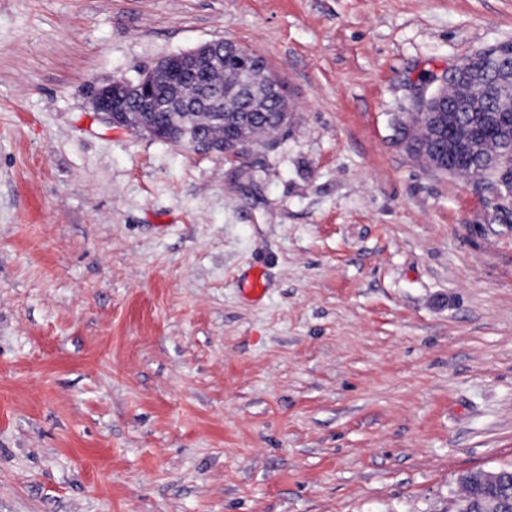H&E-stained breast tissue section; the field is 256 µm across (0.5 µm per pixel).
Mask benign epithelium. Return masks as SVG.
Instances as JSON below:
<instances>
[{
    "mask_svg": "<svg viewBox=\"0 0 512 512\" xmlns=\"http://www.w3.org/2000/svg\"><path fill=\"white\" fill-rule=\"evenodd\" d=\"M225 57L241 62L238 71L240 87L251 85L257 74L264 79L271 100L278 104L281 128H288L291 106L279 79L261 56L224 40L205 42L190 51L170 55L136 81L112 79L95 88L91 98L92 108L112 126L140 133L149 132L152 130V113L157 105L155 91L158 76L175 74L187 78ZM491 73L495 75L500 89L498 98L493 101L479 94ZM450 87L465 91L454 104L448 103ZM425 103L428 109L423 129L427 138L419 140V147L427 165L439 166L441 157L431 152L430 140L445 134L448 138L449 157L461 160L481 158L479 165L471 167L470 178L476 181L484 179L489 167L505 165L512 168V159L502 153H483L482 140L473 124L465 117L469 112H485L495 127L512 131V42H500L463 58L440 78V84ZM233 121L238 127V135L219 151L208 147V140L200 130L177 126L171 131V136L196 153L215 154L229 161H237L245 158L252 146L249 137L252 112L247 108L237 113Z\"/></svg>",
    "mask_w": 512,
    "mask_h": 512,
    "instance_id": "benign-epithelium-1",
    "label": "benign epithelium"
}]
</instances>
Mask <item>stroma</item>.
Returning a JSON list of instances; mask_svg holds the SVG:
<instances>
[{
	"label": "stroma",
	"mask_w": 512,
	"mask_h": 512,
	"mask_svg": "<svg viewBox=\"0 0 512 512\" xmlns=\"http://www.w3.org/2000/svg\"><path fill=\"white\" fill-rule=\"evenodd\" d=\"M212 40L293 108L245 159L92 111ZM508 40L512 0H0V512H455L512 466V195L398 123ZM478 472H471L462 478L464 495L458 504L459 511L472 512V508H480L486 500L495 497L502 490L499 486L486 483L477 475Z\"/></svg>",
	"instance_id": "35a3bbf8"
}]
</instances>
